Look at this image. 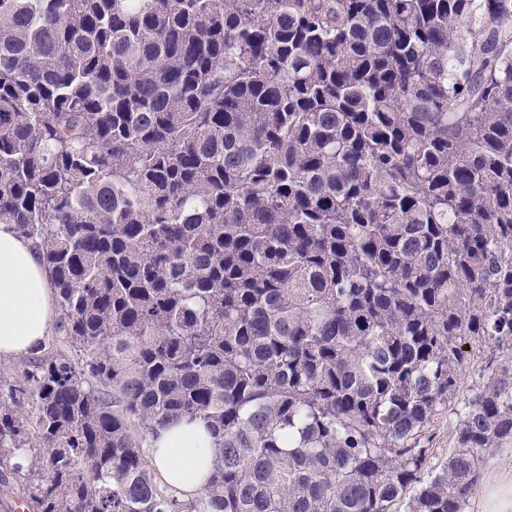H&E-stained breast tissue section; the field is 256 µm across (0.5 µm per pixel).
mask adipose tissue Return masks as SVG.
Returning <instances> with one entry per match:
<instances>
[{
  "label": "adipose tissue",
  "instance_id": "ef3b65f1",
  "mask_svg": "<svg viewBox=\"0 0 512 512\" xmlns=\"http://www.w3.org/2000/svg\"><path fill=\"white\" fill-rule=\"evenodd\" d=\"M54 290L39 252L13 225L0 224V360L37 350L54 331ZM218 454L203 424L158 430L147 450L156 478L185 496L206 483Z\"/></svg>",
  "mask_w": 512,
  "mask_h": 512
}]
</instances>
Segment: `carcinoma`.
<instances>
[{
	"instance_id": "cac0c4a2",
	"label": "carcinoma",
	"mask_w": 512,
	"mask_h": 512,
	"mask_svg": "<svg viewBox=\"0 0 512 512\" xmlns=\"http://www.w3.org/2000/svg\"><path fill=\"white\" fill-rule=\"evenodd\" d=\"M0 224L58 310L0 369L7 512H466L512 446V0H0ZM464 350L468 352L467 357L470 359L471 364L469 367L462 368L461 370V391L458 395L457 406H462L464 395L468 394V390L471 388L475 381H477L476 372L484 367L490 360H498V355H494L483 343L478 341L470 340L464 345ZM456 422L454 414L448 410L439 411L430 427L431 448H435L431 466L439 469L448 461V454L453 448V431ZM218 453L203 424L178 423L158 430L147 460L161 483L192 497L206 483ZM491 469H512V447L492 448L485 454L483 474L480 482V488L475 498L470 501L467 512H480L479 503L483 492V477Z\"/></svg>"
}]
</instances>
